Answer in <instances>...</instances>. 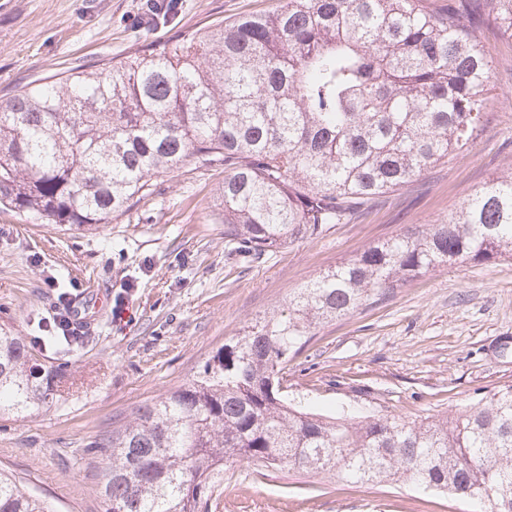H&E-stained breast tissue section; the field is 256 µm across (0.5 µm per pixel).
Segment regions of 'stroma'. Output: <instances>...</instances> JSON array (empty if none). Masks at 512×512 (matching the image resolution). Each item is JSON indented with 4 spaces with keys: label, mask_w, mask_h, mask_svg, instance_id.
I'll use <instances>...</instances> for the list:
<instances>
[{
    "label": "stroma",
    "mask_w": 512,
    "mask_h": 512,
    "mask_svg": "<svg viewBox=\"0 0 512 512\" xmlns=\"http://www.w3.org/2000/svg\"><path fill=\"white\" fill-rule=\"evenodd\" d=\"M0 0V97L22 84L145 52L178 34L272 13L284 0ZM466 14L493 61L488 121L472 148L401 190L359 205L347 224L253 256L224 237V169H182L112 223L80 231L0 209V326L41 337L57 368L52 403L0 418V470L52 512H105V463L88 447L133 411L188 383L243 327L281 309L292 288L415 224L446 217L512 171V38L464 0H427ZM100 293L73 343L45 342L61 293ZM512 385V261L452 263L377 304L322 327L283 371L289 399L320 410L442 418ZM218 512H481L473 501L400 483L354 485L246 462L227 464Z\"/></svg>",
    "instance_id": "35a3bbf8"
}]
</instances>
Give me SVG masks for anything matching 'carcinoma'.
Wrapping results in <instances>:
<instances>
[{
  "instance_id": "cac0c4a2",
  "label": "carcinoma",
  "mask_w": 512,
  "mask_h": 512,
  "mask_svg": "<svg viewBox=\"0 0 512 512\" xmlns=\"http://www.w3.org/2000/svg\"><path fill=\"white\" fill-rule=\"evenodd\" d=\"M512 37V0H485ZM492 68L462 18L425 0H284L280 12L185 34L0 100V205L81 230L109 224L157 179L224 166V235L262 255L396 192L468 150ZM512 260V171L448 213L368 246L250 324L184 386L94 443L106 512H208L224 464L352 484L405 483L512 512V385L438 420L325 416L278 387L324 325L452 262ZM55 370L0 328V415L49 403ZM0 512H51L0 473Z\"/></svg>"
}]
</instances>
